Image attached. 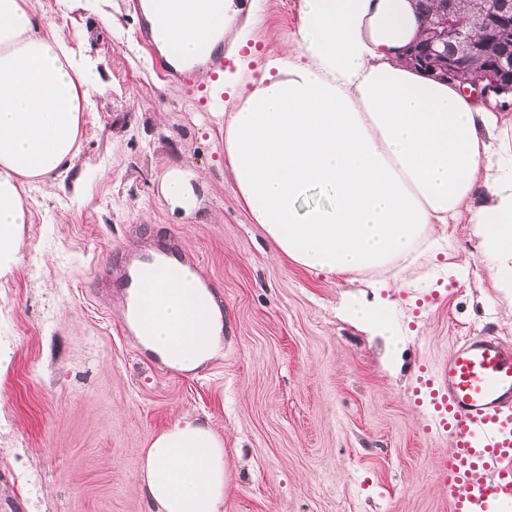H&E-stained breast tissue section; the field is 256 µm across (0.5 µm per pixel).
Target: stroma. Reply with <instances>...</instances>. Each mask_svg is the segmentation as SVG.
Here are the masks:
<instances>
[{
  "label": "stroma",
  "mask_w": 512,
  "mask_h": 512,
  "mask_svg": "<svg viewBox=\"0 0 512 512\" xmlns=\"http://www.w3.org/2000/svg\"><path fill=\"white\" fill-rule=\"evenodd\" d=\"M302 0L232 4L245 74L300 24ZM44 22L96 68L75 166L30 191L20 263L0 278V512H152L145 448L183 416L224 439V512H450L434 461L452 448L415 389L455 341L491 327L512 344V291L497 287L472 224H437L416 263L326 279L276 255L224 164V126L161 81L136 40L140 0H41ZM181 166L199 207L160 193ZM179 235L224 300L218 356L176 371L121 331L120 292H95L151 227ZM382 306L403 341L347 313ZM196 180L193 172L181 167H172L164 174L161 193L172 215H189L197 209Z\"/></svg>",
  "instance_id": "35a3bbf8"
}]
</instances>
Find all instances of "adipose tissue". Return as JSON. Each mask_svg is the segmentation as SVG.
<instances>
[{"label":"adipose tissue","mask_w":512,"mask_h":512,"mask_svg":"<svg viewBox=\"0 0 512 512\" xmlns=\"http://www.w3.org/2000/svg\"><path fill=\"white\" fill-rule=\"evenodd\" d=\"M37 0H0V275L20 263L28 190L68 172L97 74L45 30ZM163 53L191 56L220 36L224 0H159ZM419 33L416 0H302L285 50L224 122V156L276 254L332 279L414 262L433 224L477 225L500 287L512 288V116L413 70L399 51ZM196 175L173 167V215L198 207ZM482 201H475L478 189ZM200 291L159 285L143 349L195 372L220 350L216 304L194 325ZM224 441L211 423L176 420L146 448L141 488L156 512H224Z\"/></svg>","instance_id":"ef3b65f1"}]
</instances>
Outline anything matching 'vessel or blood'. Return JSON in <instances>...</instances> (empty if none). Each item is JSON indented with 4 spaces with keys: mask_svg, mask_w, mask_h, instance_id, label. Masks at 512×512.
<instances>
[{
    "mask_svg": "<svg viewBox=\"0 0 512 512\" xmlns=\"http://www.w3.org/2000/svg\"><path fill=\"white\" fill-rule=\"evenodd\" d=\"M201 56L213 77H223L237 56L223 43H203ZM157 74L177 84L214 109L224 100L222 87L206 91L197 85L196 70L174 69L163 57L153 59ZM192 266L201 285L209 277L200 263L186 254L176 234L147 241L116 256L112 271L98 281L99 292L119 288L130 305V325L145 328L152 315L149 290L163 282L175 265ZM438 418L454 447L435 461L437 478L450 498L451 512H488L495 502L512 499V345L490 333L456 341L437 374L421 380Z\"/></svg>",
    "mask_w": 512,
    "mask_h": 512,
    "instance_id": "b4317fda",
    "label": "vessel or blood"
}]
</instances>
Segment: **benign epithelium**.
I'll return each instance as SVG.
<instances>
[{
  "label": "benign epithelium",
  "mask_w": 512,
  "mask_h": 512,
  "mask_svg": "<svg viewBox=\"0 0 512 512\" xmlns=\"http://www.w3.org/2000/svg\"><path fill=\"white\" fill-rule=\"evenodd\" d=\"M501 0H478L469 12L457 8L454 0L443 3L435 19L428 23L427 36L403 50L411 66L433 73L468 96L495 110L512 107V12L500 7ZM495 31L503 35L507 50L497 59L478 64L472 56L479 47L468 38L471 31ZM457 45L448 54V43Z\"/></svg>",
  "instance_id": "obj_1"
}]
</instances>
